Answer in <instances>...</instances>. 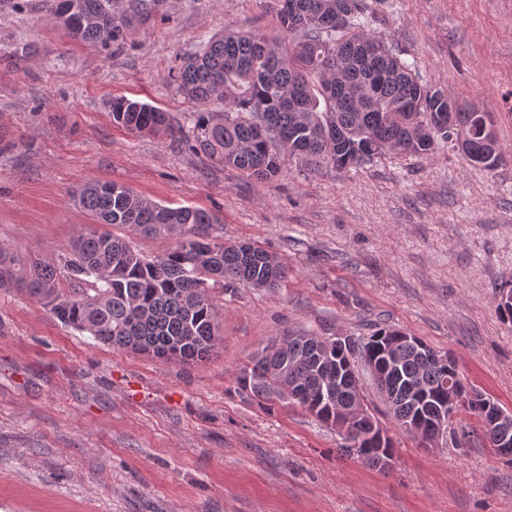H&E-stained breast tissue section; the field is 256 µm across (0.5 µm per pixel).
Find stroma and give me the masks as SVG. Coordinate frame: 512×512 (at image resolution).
<instances>
[{"label": "stroma", "mask_w": 512, "mask_h": 512, "mask_svg": "<svg viewBox=\"0 0 512 512\" xmlns=\"http://www.w3.org/2000/svg\"><path fill=\"white\" fill-rule=\"evenodd\" d=\"M58 0H0V247L67 256L91 180L216 214L228 241L288 265L281 288L215 289L221 342L185 365L97 342L0 289V512H512V464L479 442L419 447L370 377L394 440L383 472L338 454L300 407L260 408L243 365L295 331L366 336L392 326L454 358L469 386L512 411V0H376L372 33L420 77L488 113L505 159L471 165L451 144L365 167L291 163L258 182L185 141L112 122L114 98L195 111L171 80L224 29L272 30L264 0H165L109 53L49 18Z\"/></svg>", "instance_id": "stroma-1"}]
</instances>
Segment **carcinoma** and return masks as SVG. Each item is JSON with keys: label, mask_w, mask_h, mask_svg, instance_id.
I'll return each instance as SVG.
<instances>
[{"label": "carcinoma", "mask_w": 512, "mask_h": 512, "mask_svg": "<svg viewBox=\"0 0 512 512\" xmlns=\"http://www.w3.org/2000/svg\"><path fill=\"white\" fill-rule=\"evenodd\" d=\"M71 16L50 23L68 36L103 50L119 51L133 23L149 20L161 0H71ZM275 34L226 29L208 39L181 63L172 80L198 112L189 149L239 170L258 182L272 180L286 163L309 167H359L384 155L429 156L437 141L453 142L471 163L493 171L504 161L494 125L484 112L458 106L423 81L414 67L384 38L368 33L379 17L367 0H272ZM113 122L134 134L181 133L169 113L128 98L112 100ZM77 199L96 226L72 238L70 255L21 259L0 248V288H13L43 304L64 323L93 339L143 351L165 341H186L180 361H201L216 352L217 309L211 290L239 287L273 291L288 266L251 243L246 254L224 241L223 227L207 212L145 202L124 185L91 181ZM161 239L171 246L146 255L133 238ZM496 309L512 322V286L499 291ZM402 331L379 328L367 338L345 336L336 368L318 362L317 335H291L278 354L256 355L240 369L238 389L269 411L296 405L331 424L336 408L350 409L364 399L357 366L369 363L377 389L394 402L389 413L398 426L415 414L409 397L416 382L427 389L420 425L429 430L433 415L448 402V386L462 399L457 413L475 420L470 430L448 425V438L477 436L489 445L498 402L474 399V388L454 379L456 364L425 342L417 351L399 338ZM296 382L326 401L309 404L283 395L281 385ZM341 455L364 462L380 448L360 420L347 429Z\"/></svg>", "instance_id": "1"}]
</instances>
